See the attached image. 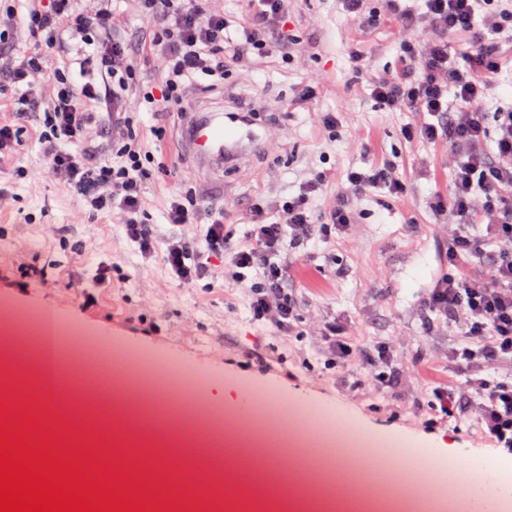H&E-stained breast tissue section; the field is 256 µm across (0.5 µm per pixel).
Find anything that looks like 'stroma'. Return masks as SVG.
<instances>
[{
  "label": "stroma",
  "instance_id": "obj_1",
  "mask_svg": "<svg viewBox=\"0 0 512 512\" xmlns=\"http://www.w3.org/2000/svg\"><path fill=\"white\" fill-rule=\"evenodd\" d=\"M367 8L377 22L362 28L341 0H291L288 27L300 41L298 52L227 64L223 91L264 142L253 164L225 170L223 189L198 179L181 158L178 112H148L134 92L126 101L133 129L148 148L166 147V170L144 185L148 221L162 234L170 231L168 199L181 183L193 191L200 223L223 210L225 223L241 237L254 198L292 196L314 173H331L312 203L319 222L336 205L349 170L397 164L402 195L376 190L355 198V222L345 232L296 247L289 286L306 335L282 336L255 320L248 290L231 279L212 288L174 279L160 260L141 254L121 225L98 223L81 210L47 174L36 140L25 139L0 161V187L10 193L0 204V318L8 320L15 387L24 397H33L37 371L27 360L28 322L50 310L85 341L111 343L152 367L149 379L136 373L117 386L67 370L54 408L70 413L68 429L104 446L119 439L159 448L176 462L209 456L205 441L210 430H220L234 441L223 453L224 497L245 512H288L309 496L328 512H343L370 492L372 453L318 448L321 429L331 435L360 429L373 435L376 447L414 451V463L398 458L393 466H415L421 484L383 499L387 508L414 500L417 488H435L447 472L464 485L482 483L490 468L512 476V458L493 448L477 423L481 398L469 388V375L448 361L462 330L428 306L434 283L448 270V219L432 208L434 193L450 190L448 147L405 138L414 114L385 108L369 85L372 75L401 68L403 39H423L428 31L390 11L385 0H368ZM356 42L368 51L355 63L350 51ZM311 80L318 83L315 98L295 104V88ZM322 112L337 113L336 132L319 128ZM18 168L24 177H15ZM100 265L111 268L115 284L85 287ZM329 322L359 349L389 345L396 383L374 385L363 365L337 374L318 342ZM210 383L250 389L253 413L227 411L215 420L204 396ZM446 385L465 390L468 411L425 428L424 409L434 389Z\"/></svg>",
  "mask_w": 512,
  "mask_h": 512
}]
</instances>
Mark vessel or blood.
<instances>
[{
	"label": "vessel or blood",
	"instance_id": "vessel-or-blood-1",
	"mask_svg": "<svg viewBox=\"0 0 512 512\" xmlns=\"http://www.w3.org/2000/svg\"><path fill=\"white\" fill-rule=\"evenodd\" d=\"M245 117L223 106H192L185 110L179 124V145L199 173L220 180L227 165L252 162L253 155L244 149L238 131Z\"/></svg>",
	"mask_w": 512,
	"mask_h": 512
}]
</instances>
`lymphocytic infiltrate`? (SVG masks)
<instances>
[{
    "instance_id": "f902f5d3",
    "label": "lymphocytic infiltrate",
    "mask_w": 512,
    "mask_h": 512,
    "mask_svg": "<svg viewBox=\"0 0 512 512\" xmlns=\"http://www.w3.org/2000/svg\"><path fill=\"white\" fill-rule=\"evenodd\" d=\"M92 2L86 9L81 0H33L23 20L35 50L0 68V84L16 90L10 118L0 121V155H11L33 132L48 174L89 213L122 225L144 256L159 257L187 285L216 280L212 261L224 259L223 274L248 284L255 319L282 335L303 336L304 319L287 288L291 248L345 232L354 221L351 198L383 188L402 194L395 163L348 172L339 204L320 224L311 220V202L328 182L324 172L295 196L251 204L250 229L240 240L223 218L199 224L197 210L175 192L166 209L171 231L157 236L143 196L153 153L129 130L127 92L137 90L155 112L187 107L195 75L209 77V90L223 87L225 58L263 56L290 43L288 0H249L238 41L208 0H139L151 37L137 50L115 34L112 0ZM422 16L431 36L402 41L403 67L375 78L372 93L386 107L418 115L406 137L448 144L452 189L435 195L433 208L452 227L450 271L436 281L428 305L460 324L463 341L449 359L473 376L483 434L512 456V382L481 376L489 366L512 364V106L495 112L491 130L478 110L503 65L496 37L512 31V0H422ZM459 29L474 31L477 46L455 56L448 37ZM76 39L81 48H72ZM140 53L162 61L156 85H137ZM74 65L83 77L78 85L69 79ZM188 226L197 227V236L185 234ZM474 257L487 272L470 269Z\"/></svg>"
}]
</instances>
